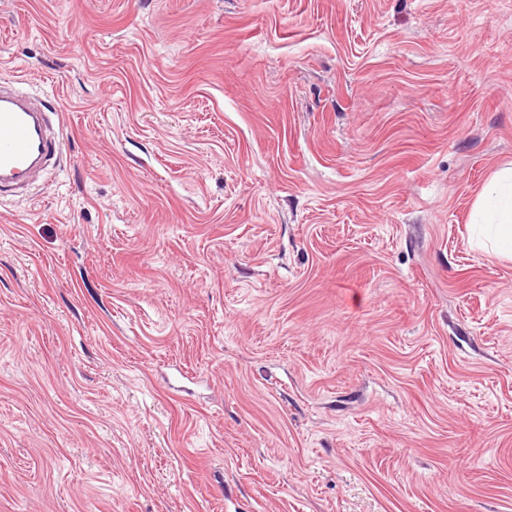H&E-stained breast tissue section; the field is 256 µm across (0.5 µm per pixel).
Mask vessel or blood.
Here are the masks:
<instances>
[{
    "label": "vessel or blood",
    "mask_w": 512,
    "mask_h": 512,
    "mask_svg": "<svg viewBox=\"0 0 512 512\" xmlns=\"http://www.w3.org/2000/svg\"><path fill=\"white\" fill-rule=\"evenodd\" d=\"M63 143L51 117L13 81L0 85V190L20 188L38 174Z\"/></svg>",
    "instance_id": "obj_1"
}]
</instances>
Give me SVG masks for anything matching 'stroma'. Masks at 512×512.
Wrapping results in <instances>:
<instances>
[{
	"mask_svg": "<svg viewBox=\"0 0 512 512\" xmlns=\"http://www.w3.org/2000/svg\"><path fill=\"white\" fill-rule=\"evenodd\" d=\"M15 78L0 512H512V0H0ZM0 190L20 188L63 148L49 112L13 81L0 83ZM495 196L499 203L490 204L485 212L484 224H497L496 246L512 252V169L498 172L484 191L483 197Z\"/></svg>",
	"mask_w": 512,
	"mask_h": 512,
	"instance_id": "35a3bbf8",
	"label": "stroma"
}]
</instances>
